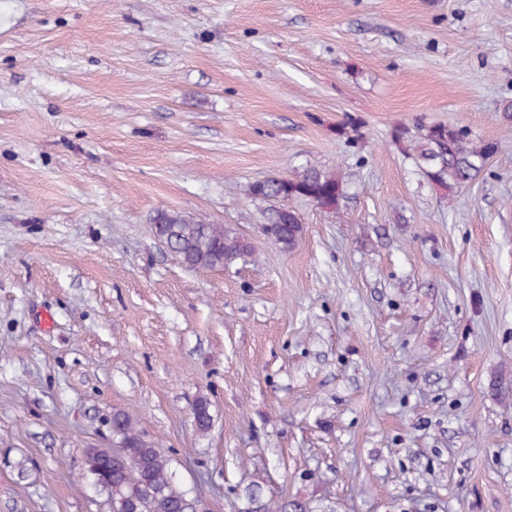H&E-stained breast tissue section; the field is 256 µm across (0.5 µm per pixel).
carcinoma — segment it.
Segmentation results:
<instances>
[{"label": "carcinoma", "instance_id": "1", "mask_svg": "<svg viewBox=\"0 0 512 512\" xmlns=\"http://www.w3.org/2000/svg\"><path fill=\"white\" fill-rule=\"evenodd\" d=\"M394 141L405 146L427 179L450 193L472 182L491 156L490 144L475 143L465 129L445 124L423 125L413 138L397 130ZM253 199L267 203L264 225L274 243L292 247L302 232L301 220L288 202L302 198L326 209H336L344 197L343 179L316 167L296 178H269L252 184ZM155 235L189 269L230 268L252 254L246 240L222 224H203L180 212L160 210L152 219ZM113 446L122 452L112 461L109 485L103 488L111 512L120 503L137 504L142 512H194L187 488L174 478L171 458L149 441L125 412L112 414Z\"/></svg>", "mask_w": 512, "mask_h": 512}]
</instances>
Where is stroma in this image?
Masks as SVG:
<instances>
[{
	"label": "stroma",
	"mask_w": 512,
	"mask_h": 512,
	"mask_svg": "<svg viewBox=\"0 0 512 512\" xmlns=\"http://www.w3.org/2000/svg\"><path fill=\"white\" fill-rule=\"evenodd\" d=\"M506 100L512 0H0V512H109L118 410L212 512H512ZM420 123L500 149L449 196ZM310 167L345 196L285 249L250 187ZM155 235L189 269L231 268L252 254L246 240L221 224H203L181 212L160 210Z\"/></svg>",
	"instance_id": "stroma-1"
}]
</instances>
